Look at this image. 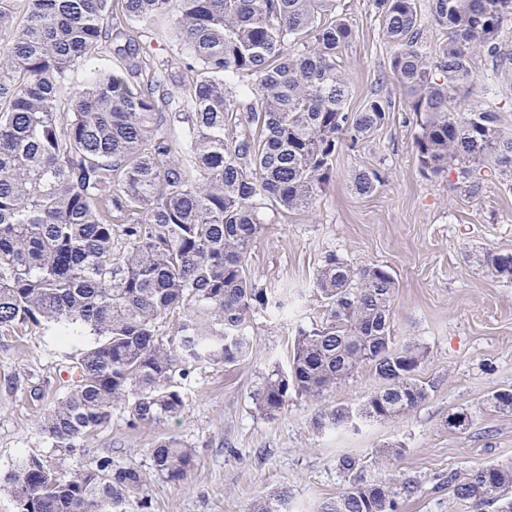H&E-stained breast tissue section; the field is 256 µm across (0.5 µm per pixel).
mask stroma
Listing matches in <instances>:
<instances>
[{
  "instance_id": "stroma-1",
  "label": "stroma",
  "mask_w": 512,
  "mask_h": 512,
  "mask_svg": "<svg viewBox=\"0 0 512 512\" xmlns=\"http://www.w3.org/2000/svg\"><path fill=\"white\" fill-rule=\"evenodd\" d=\"M338 11L354 30L337 60L349 81V110L360 111L376 98L393 106L373 137L337 153L334 175L312 208L269 213L250 249L248 272L261 287L281 293L283 310L248 318L245 361L203 365L183 381L180 416L134 426L127 410L115 409L110 423L72 455L52 448L37 428L66 390L59 376L68 363L64 351L32 327L0 333V475L23 454L42 455L63 469L109 456L148 475L149 510L133 501L128 512H246L283 487L292 493L290 512H318L343 489L336 469L340 454L367 458L396 444L405 453L390 472L422 484L421 495L403 502L399 512H476L450 496L449 473L512 463V409L489 405L495 392L512 389V280L486 276L472 258L486 248L512 253V192L492 181L480 198L466 202L451 177L421 174L414 150L417 118L395 84L394 48L371 0H341ZM475 70L476 83L461 98L472 108L496 100L502 128L511 135L512 82L483 56ZM368 169L380 171L385 181L361 195L353 176ZM332 252L353 266L378 264L392 273L398 285L393 334L424 347L416 377L429 397L394 422L318 433L312 428L318 409L359 403L380 387L370 367L358 368L321 400L290 398L272 418L255 408L250 392L270 365H287L297 327L321 320L312 284ZM462 409L471 415L466 428H449V414ZM170 435L197 450L193 470L175 485L154 474L148 454Z\"/></svg>"
}]
</instances>
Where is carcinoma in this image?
<instances>
[{
	"instance_id": "carcinoma-1",
	"label": "carcinoma",
	"mask_w": 512,
	"mask_h": 512,
	"mask_svg": "<svg viewBox=\"0 0 512 512\" xmlns=\"http://www.w3.org/2000/svg\"><path fill=\"white\" fill-rule=\"evenodd\" d=\"M383 34L396 46L391 70L419 118L416 160L426 175L455 171L464 200L497 180L512 191V138L496 103L468 108L459 92L476 79L482 52L512 75L501 38L512 0H431L445 39L432 56L418 46L416 0H375ZM337 0H0V332L43 326L69 348L76 378L39 422L51 446L68 453L108 424L118 406L134 424L180 416L181 381L204 363L232 365L250 353L247 317L282 306L280 294L247 275L248 250L267 210L310 208L329 184L344 140L355 147L387 120L391 102L346 107L339 52L353 39ZM188 54L172 70L143 39L162 16ZM116 65L101 64L105 57ZM86 80L73 83L78 67ZM251 80L248 93L226 78ZM381 172L355 173L359 194ZM489 276L512 280V253L475 255ZM397 282L385 267L351 266L331 253L313 293L322 320L296 329L288 366L258 377L250 398L268 417L288 397L318 399L370 366L382 387L356 406L318 411L314 429L358 430L395 421L428 398L415 378L424 349L396 343ZM192 304L207 313L163 339L157 325ZM386 445L365 459L343 454V491L318 512H397L421 492L411 476L378 469L403 456ZM155 473L179 482L196 461L176 437L149 449ZM133 466L54 469L22 456L0 478L5 512H126L143 498ZM462 501L512 512V464L448 475ZM282 488L247 512H290Z\"/></svg>"
}]
</instances>
